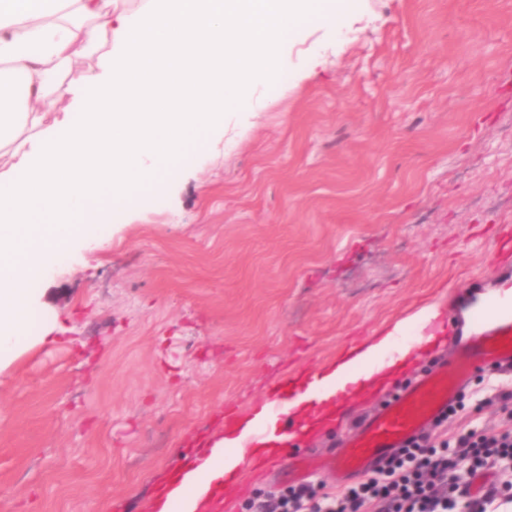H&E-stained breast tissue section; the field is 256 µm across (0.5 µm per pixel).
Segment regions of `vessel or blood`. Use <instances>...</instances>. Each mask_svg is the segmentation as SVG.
Instances as JSON below:
<instances>
[{"instance_id": "vessel-or-blood-1", "label": "vessel or blood", "mask_w": 512, "mask_h": 512, "mask_svg": "<svg viewBox=\"0 0 512 512\" xmlns=\"http://www.w3.org/2000/svg\"><path fill=\"white\" fill-rule=\"evenodd\" d=\"M481 364L512 365V315L491 320L477 335L455 346L449 363L439 364L384 408L360 417L332 458V467L343 477H360L378 467L446 413Z\"/></svg>"}]
</instances>
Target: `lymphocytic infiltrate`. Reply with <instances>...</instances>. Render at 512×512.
Returning <instances> with one entry per match:
<instances>
[{
    "label": "lymphocytic infiltrate",
    "instance_id": "lymphocytic-infiltrate-1",
    "mask_svg": "<svg viewBox=\"0 0 512 512\" xmlns=\"http://www.w3.org/2000/svg\"><path fill=\"white\" fill-rule=\"evenodd\" d=\"M512 462V431L495 436L468 432L454 447L429 446L420 440L399 449L387 464L347 488L326 507L314 504L316 485L308 481L281 496L260 501L255 512H456L465 477L494 472ZM498 496L496 484L472 495L467 512H489Z\"/></svg>",
    "mask_w": 512,
    "mask_h": 512
}]
</instances>
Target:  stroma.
Returning a JSON list of instances; mask_svg holds the SVG:
<instances>
[{"label":"stroma","mask_w":512,"mask_h":512,"mask_svg":"<svg viewBox=\"0 0 512 512\" xmlns=\"http://www.w3.org/2000/svg\"><path fill=\"white\" fill-rule=\"evenodd\" d=\"M0 365V512H148L160 482L270 386L426 305L395 342L512 312V0H344L285 39L250 111L35 283ZM401 370L296 435L247 494L414 383ZM512 371L476 368L432 439L512 430Z\"/></svg>","instance_id":"obj_1"}]
</instances>
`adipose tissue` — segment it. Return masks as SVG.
<instances>
[{"label": "adipose tissue", "mask_w": 512, "mask_h": 512, "mask_svg": "<svg viewBox=\"0 0 512 512\" xmlns=\"http://www.w3.org/2000/svg\"><path fill=\"white\" fill-rule=\"evenodd\" d=\"M314 17L336 13L321 0H0V153L17 159L0 173V355L26 333L29 284L56 254L193 164L225 113L274 77L288 33ZM91 56L96 67L84 68ZM64 98L68 112L54 117ZM435 316L422 308L305 380L291 420L314 431L382 385L409 355L390 356L396 336ZM275 429L263 406L236 420L199 465L160 486L153 512H211L210 490L234 483L244 440L262 430L261 446L276 448Z\"/></svg>", "instance_id": "1"}]
</instances>
